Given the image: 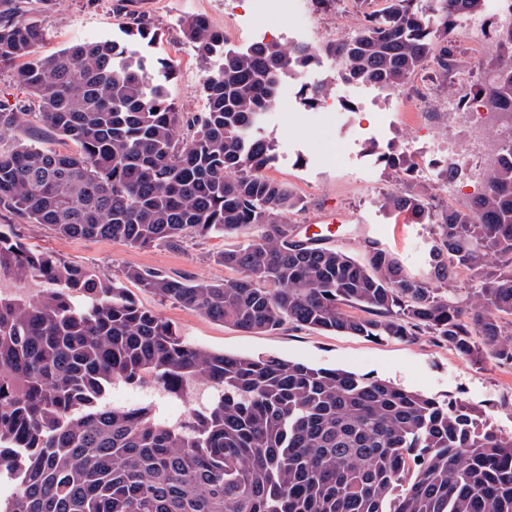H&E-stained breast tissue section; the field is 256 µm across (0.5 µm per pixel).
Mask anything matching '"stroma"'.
I'll return each mask as SVG.
<instances>
[{
	"label": "stroma",
	"instance_id": "1",
	"mask_svg": "<svg viewBox=\"0 0 512 512\" xmlns=\"http://www.w3.org/2000/svg\"><path fill=\"white\" fill-rule=\"evenodd\" d=\"M384 6V0H343L335 12H317L304 6L297 18L290 14L255 15L250 0H54L49 6L42 0H25L20 16L41 27L43 39L36 48L41 57L52 56L78 40L108 36L123 40L120 28L129 16L145 17L154 35L148 53L170 60L174 66L168 83L170 101L180 111L201 112L205 109L202 82L208 65L184 39L182 19L205 17L213 27L223 30L228 45L235 47L248 46L266 33L284 43L301 35L315 44L351 34L364 14ZM455 41L470 70L456 86L458 106L449 108L446 98L434 89L424 115L414 120L408 108L420 86L429 81L424 70L391 94L362 88L367 100L365 111L344 113L329 125L320 124L313 110L304 105L299 80L288 79L295 94L291 101L273 109L264 129L276 144V158L265 173L302 199L303 209L291 217L294 224L308 233L328 236L330 245L353 256H362L366 245L374 242L396 253L408 272L425 268L428 229L379 210L376 201L383 191L392 188L393 180L384 164L367 155L364 142L374 134L383 142L405 138L411 147H428L446 137L449 130L465 124L466 103L476 97L482 84L480 63L484 55L473 51L464 27H457ZM0 102L20 107L25 113L21 126L0 138L1 149L33 141L48 149L73 151V143L43 126L37 102L13 71H0ZM440 112L447 113V121L437 120ZM339 140L347 142L351 151L343 161L329 153L330 145ZM0 232L18 238L28 248L46 250L69 263L90 267L105 279L119 276L125 268L139 267L221 282L230 279L232 273L214 262V253L245 240L241 234L226 239L189 236L175 246L140 248L110 240L68 239L47 225L29 223L2 207ZM126 287L140 306L168 321L179 336L203 349L342 369L389 381L441 403L465 401L486 411L495 428L512 434L510 365L493 360L472 364L431 336L401 342L319 333L291 323L273 333H246L160 299L134 282H127ZM108 400L118 408L153 403L165 417L185 408L180 399L154 395L150 388L136 384L114 385Z\"/></svg>",
	"mask_w": 512,
	"mask_h": 512
}]
</instances>
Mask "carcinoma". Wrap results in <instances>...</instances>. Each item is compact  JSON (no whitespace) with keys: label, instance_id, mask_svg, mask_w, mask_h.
Returning a JSON list of instances; mask_svg holds the SVG:
<instances>
[{"label":"carcinoma","instance_id":"1","mask_svg":"<svg viewBox=\"0 0 512 512\" xmlns=\"http://www.w3.org/2000/svg\"><path fill=\"white\" fill-rule=\"evenodd\" d=\"M484 5L386 0L344 39L243 49L225 48L206 18L187 17L185 40L216 60L196 115L169 101L171 62L110 37L40 58V28L16 18L17 0H0V70L16 69L44 126L76 146L0 150V207L63 237L135 247L259 229L214 255L235 273L224 282L134 267L104 280L0 234V275L54 284L35 300L0 296V475L9 483L0 512H512V435L480 408L339 369L205 350L123 287L133 281L251 333L293 323L399 341L427 334L475 365L512 364V139L501 135L512 126V27H495L482 62L497 150L472 173L474 195L450 209L433 193L465 174L460 152L428 185L411 175L408 144L383 153L395 188L380 210L430 228L422 274L372 244L358 259L301 236L288 216L302 202L265 174L275 145L261 134L282 77L326 56L336 79L385 92L426 67L455 97L448 76L466 63L453 32ZM122 33L144 40L147 22L132 15ZM23 116L0 103V136ZM197 381L214 393L187 424L106 402L117 383L177 397Z\"/></svg>","mask_w":512,"mask_h":512}]
</instances>
